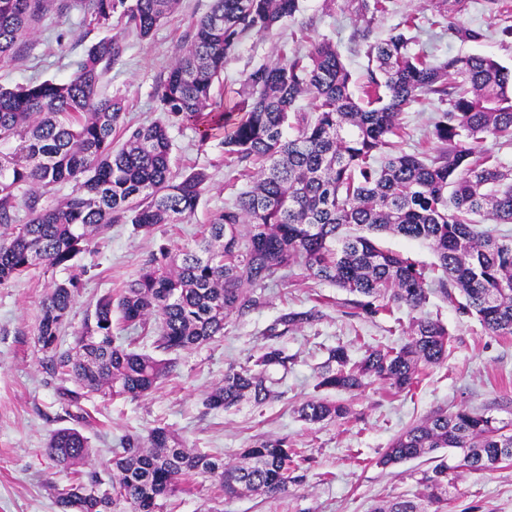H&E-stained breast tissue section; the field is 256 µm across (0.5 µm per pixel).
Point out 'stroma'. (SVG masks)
Instances as JSON below:
<instances>
[{
    "mask_svg": "<svg viewBox=\"0 0 512 512\" xmlns=\"http://www.w3.org/2000/svg\"><path fill=\"white\" fill-rule=\"evenodd\" d=\"M209 0H181L178 12L144 41L126 37L125 63L102 80L105 92L121 93L132 124L162 119L153 98L160 76L174 63L193 21L207 12ZM409 14L418 28L411 31V53H427L441 62L460 54L490 55L512 68V11L505 13L490 0H463L460 11L440 19L434 0H391L386 14L364 25L349 0H302L295 18L271 34H253L240 45L224 67V96L241 90L247 72L273 61L279 47L292 38L332 41L351 72L362 83L368 66L369 41L386 37ZM370 28L361 39L362 28ZM482 29L479 42L461 40L457 29ZM102 30L86 31L82 17L48 16L22 62L0 68V84L30 80H61L72 63L91 44L105 38ZM442 109L438 100L413 104L400 120L408 135L398 147L413 152L426 139L431 122ZM173 162L176 171L205 169L210 175L194 216L180 224H162L152 234H134L131 225L115 224L100 236L96 252L82 255L87 274L76 296L73 327H80L102 292L120 288L134 277L160 245L178 250L194 247L209 218L223 210L246 182L228 164L216 141L201 143L192 125H173ZM49 277L43 269L8 287L0 288V512H59L54 489L65 475L49 458L50 433L64 427L62 401L56 383L42 365V353L33 331ZM349 295L336 285L314 279L301 268L264 292L262 305L243 316L229 318L222 337L181 354L177 366L150 395L111 400L99 395L84 401L89 419L81 431L89 441L86 467L107 472L120 440L128 434L147 435L168 427L187 447L233 462L241 449L257 438H288L311 459L302 482L287 493L267 497L225 498L207 477L193 476L187 492L171 498L164 512H372L382 499L417 496L416 472L423 460L381 468L377 459L394 437L440 409L466 405L512 419V336H491L477 317L460 313L441 294H431L423 315L440 320L453 335L444 364L428 370L419 386L395 394L375 382L356 394L334 393V400L349 405L354 420L310 426L297 409L316 396L318 372L328 350L347 346L352 358L363 355L362 344L401 346L414 313L407 307L394 314L368 317L348 303ZM317 309L313 323L276 338L289 356L288 369L269 371L273 393L263 406L243 400L229 410L207 407L206 398L222 383L230 365L250 364L266 343V330L283 314ZM448 512H512V463L490 473L458 470Z\"/></svg>",
    "mask_w": 512,
    "mask_h": 512,
    "instance_id": "35a3bbf8",
    "label": "stroma"
}]
</instances>
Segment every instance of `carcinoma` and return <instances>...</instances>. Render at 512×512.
I'll use <instances>...</instances> for the list:
<instances>
[{
  "instance_id": "cac0c4a2",
  "label": "carcinoma",
  "mask_w": 512,
  "mask_h": 512,
  "mask_svg": "<svg viewBox=\"0 0 512 512\" xmlns=\"http://www.w3.org/2000/svg\"><path fill=\"white\" fill-rule=\"evenodd\" d=\"M369 24L388 0H350ZM180 0H0V65L25 57L29 38L51 12L76 10L93 29L120 30L90 45L60 81L0 86V287L44 264L68 272L51 279L34 336L42 364L60 379L65 414L85 421L82 401L93 395L138 399L156 389L181 353L224 335L228 318L263 303V290L302 267L354 296L349 304L368 316L392 307L423 308L433 291L477 316L487 334L512 336V234L492 235L481 224H512V168L499 151L512 146V69L491 56L456 55L435 64L408 50L406 16L385 40L369 45L374 67L354 97L351 74L329 40L303 49L295 41L271 63L250 70L238 96L217 101L224 64L249 34H268L300 11L301 0H212L192 25L189 40L154 89L164 121L131 127L125 97L104 94L106 72L123 64V37L147 38L177 10ZM448 104L432 122V152L396 149L406 135L399 116L432 97ZM312 101L310 111L297 104ZM204 126L201 142L215 139L241 175L258 169L253 185L215 213L192 249L160 246L132 279L106 291L94 311L62 336L87 270L78 259L95 249L114 224L151 234L159 224H180L196 211L208 174L173 170L169 123ZM73 190L54 205L50 188ZM392 234L426 244L429 268L383 247ZM439 270L433 280L430 273ZM318 318V311L283 315L270 336ZM154 336L161 356L117 342L115 325ZM283 329H278V326ZM451 337L438 319L413 320L399 349L366 346L354 360L346 346L328 352L317 388L352 393L369 381L390 391L412 390L423 372L448 358ZM288 354L265 344L253 365L230 366L206 398L228 410L247 397L262 405L271 395L268 370L288 368ZM310 425L347 421L349 408L314 397L298 408ZM454 448L459 461L436 455ZM47 452L68 476L57 489L62 512H158L192 474L211 478L226 497L276 495L301 481L307 458L286 438L263 437L240 461L189 449L168 428L147 438L127 435L111 461L112 478L73 469L89 454L76 427L54 430ZM428 456L417 499L395 497L377 512H446L452 472L494 471L512 461V420L471 408L439 410L399 434L378 459L382 467Z\"/></svg>"
}]
</instances>
